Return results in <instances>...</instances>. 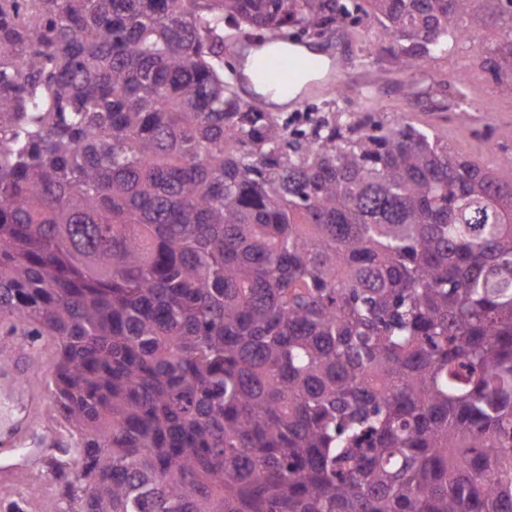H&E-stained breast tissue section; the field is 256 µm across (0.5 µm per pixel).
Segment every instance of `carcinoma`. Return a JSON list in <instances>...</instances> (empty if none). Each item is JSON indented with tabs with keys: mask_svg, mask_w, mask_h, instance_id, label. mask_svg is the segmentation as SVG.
Returning a JSON list of instances; mask_svg holds the SVG:
<instances>
[{
	"mask_svg": "<svg viewBox=\"0 0 512 512\" xmlns=\"http://www.w3.org/2000/svg\"><path fill=\"white\" fill-rule=\"evenodd\" d=\"M367 2L0 0V323L54 340L67 426L40 512H512V166L224 75L236 29L360 12L402 70L512 80V0Z\"/></svg>",
	"mask_w": 512,
	"mask_h": 512,
	"instance_id": "cac0c4a2",
	"label": "carcinoma"
}]
</instances>
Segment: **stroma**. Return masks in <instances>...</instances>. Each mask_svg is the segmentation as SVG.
<instances>
[{
    "mask_svg": "<svg viewBox=\"0 0 512 512\" xmlns=\"http://www.w3.org/2000/svg\"><path fill=\"white\" fill-rule=\"evenodd\" d=\"M348 56L355 63L370 62L389 74L390 79L377 87V103L347 97L332 102L323 97L311 100L307 111L331 113L376 112L377 116L393 118L402 105H409L412 118L421 124L436 128L447 139L457 154L482 155L486 169L499 166L502 154L512 152V89L495 82L480 66L475 49L462 46L448 59L435 62L433 75L421 76L398 69L388 48L391 40L386 30L374 18L364 17L359 22H347ZM465 61V79L474 89L473 103L486 119L471 128L461 126L454 109L458 101L454 84L448 81L449 64ZM61 427L60 420H43L36 425L35 437L26 439L8 452L0 451V471L25 472L10 491L11 497L27 500L31 512H39L42 504L55 494L56 488L40 471V440Z\"/></svg>",
    "mask_w": 512,
    "mask_h": 512,
    "instance_id": "1",
    "label": "stroma"
}]
</instances>
